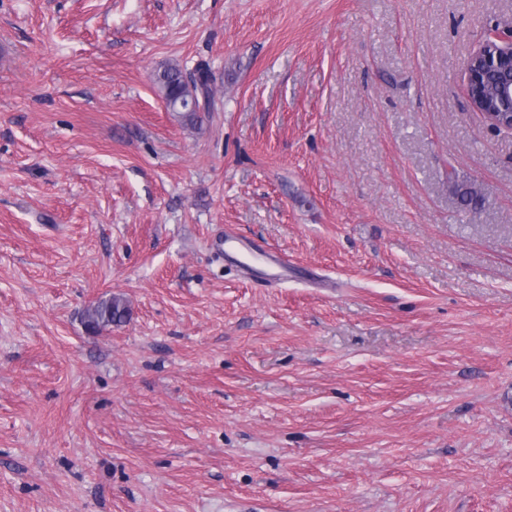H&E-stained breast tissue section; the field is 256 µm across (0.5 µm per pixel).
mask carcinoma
Returning <instances> with one entry per match:
<instances>
[{"instance_id":"cac0c4a2","label":"carcinoma","mask_w":512,"mask_h":512,"mask_svg":"<svg viewBox=\"0 0 512 512\" xmlns=\"http://www.w3.org/2000/svg\"><path fill=\"white\" fill-rule=\"evenodd\" d=\"M156 83L160 87L168 109L181 114L191 124L201 123L198 110L191 108V102L198 99L203 102L204 111H210L213 100V74L207 65L199 64L194 78L186 80L181 68L168 66L156 75ZM127 306L119 297L113 296L101 300L87 310L84 323L86 328L97 332L112 324L121 323L127 316Z\"/></svg>"}]
</instances>
